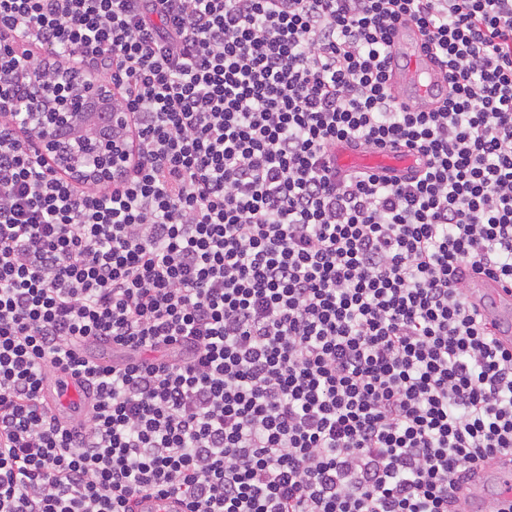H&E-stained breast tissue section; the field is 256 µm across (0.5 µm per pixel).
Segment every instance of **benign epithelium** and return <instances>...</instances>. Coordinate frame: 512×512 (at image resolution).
<instances>
[{
	"label": "benign epithelium",
	"instance_id": "obj_1",
	"mask_svg": "<svg viewBox=\"0 0 512 512\" xmlns=\"http://www.w3.org/2000/svg\"><path fill=\"white\" fill-rule=\"evenodd\" d=\"M22 45H0V69L17 67ZM115 85L92 79L84 68L74 67L57 90L46 91V105L32 112L14 105L13 122L40 131L37 149L43 162L74 181H112L128 161L127 118L112 111Z\"/></svg>",
	"mask_w": 512,
	"mask_h": 512
}]
</instances>
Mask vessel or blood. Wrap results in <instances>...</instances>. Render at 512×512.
<instances>
[{"label": "vessel or blood", "mask_w": 512, "mask_h": 512, "mask_svg": "<svg viewBox=\"0 0 512 512\" xmlns=\"http://www.w3.org/2000/svg\"><path fill=\"white\" fill-rule=\"evenodd\" d=\"M391 81L396 103L408 112H426L445 97L447 83L437 63L422 49L420 36L408 25H397L393 34ZM341 167L372 169L386 177H402L418 166L408 151H360L343 147L336 152ZM465 292L483 315L486 325L502 343L512 342V286L485 274H475L465 282ZM41 395L67 427L84 421L92 408V398L71 372L57 370L44 379ZM512 498V460L498 458L496 464L477 468L469 485L467 512H488L489 508Z\"/></svg>", "instance_id": "b4317fda"}]
</instances>
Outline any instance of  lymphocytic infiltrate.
Returning <instances> with one entry per match:
<instances>
[{"mask_svg": "<svg viewBox=\"0 0 512 512\" xmlns=\"http://www.w3.org/2000/svg\"><path fill=\"white\" fill-rule=\"evenodd\" d=\"M400 22L433 111L395 105ZM18 38L118 83L133 152L72 181L5 117L36 91L0 100V512H459L512 455V344L463 293L512 284V0H0ZM56 368L98 396L71 429ZM421 45L420 36L411 27L396 26L391 81L398 107L407 112H427L447 93L443 71ZM418 157L404 151H360L347 147L336 151V163L340 167L372 169L385 177H402L418 166Z\"/></svg>", "mask_w": 512, "mask_h": 512, "instance_id": "f902f5d3", "label": "lymphocytic infiltrate"}]
</instances>
